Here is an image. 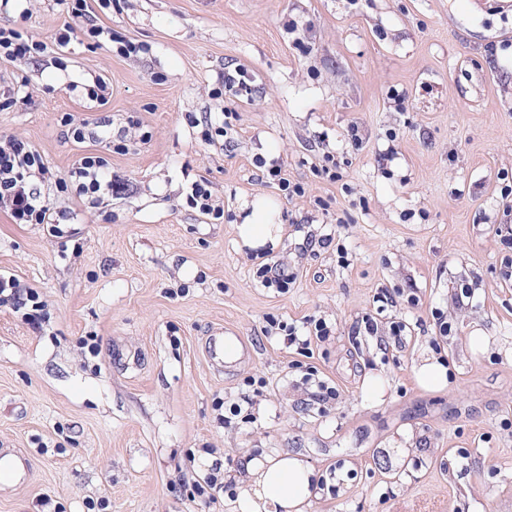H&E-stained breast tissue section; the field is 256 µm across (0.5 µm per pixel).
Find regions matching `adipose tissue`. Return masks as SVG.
Here are the masks:
<instances>
[{
	"label": "adipose tissue",
	"mask_w": 512,
	"mask_h": 512,
	"mask_svg": "<svg viewBox=\"0 0 512 512\" xmlns=\"http://www.w3.org/2000/svg\"><path fill=\"white\" fill-rule=\"evenodd\" d=\"M284 229L274 221V209L265 199L251 203L249 213L236 227L237 244L261 253L275 250L283 241ZM241 493V512H305L314 495L312 470L299 455L288 452L246 467Z\"/></svg>",
	"instance_id": "adipose-tissue-1"
}]
</instances>
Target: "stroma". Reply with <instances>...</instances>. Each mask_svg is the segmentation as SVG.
Returning <instances> with one entry per match:
<instances>
[{
  "label": "stroma",
  "instance_id": "35a3bbf8",
  "mask_svg": "<svg viewBox=\"0 0 512 512\" xmlns=\"http://www.w3.org/2000/svg\"><path fill=\"white\" fill-rule=\"evenodd\" d=\"M97 22L148 53L76 41L63 71L46 56L0 61V81L28 92L0 111V137L28 141L54 176L94 150L68 139L64 114L116 130L132 115L152 132L110 156L127 191L96 208L51 193L76 214L59 233L0 209V274L48 310L36 331L0 306V450L31 463L0 486V512H87L99 497L112 512H239L237 498L193 495L204 465L239 482L249 460L281 452L321 485L306 512H512V281L497 237L512 187V0H121ZM238 68L252 93L234 104L237 137L204 144L187 117L220 113L209 91ZM99 77L104 106L67 89ZM327 154L339 181L320 172ZM259 157L305 196L261 185ZM202 176L223 223L186 204ZM258 197L286 229L265 258L294 275L284 293L236 244ZM463 282L475 295L459 310ZM384 288L419 303L381 306ZM437 308L453 321L451 377L426 391L413 370L433 352ZM366 313L405 320L402 345L353 341ZM270 316L322 317L332 334L300 351L266 334ZM220 333L239 355L218 372L207 345ZM309 367L337 400L311 398ZM369 376L383 403L363 393ZM244 402L252 422L221 426Z\"/></svg>",
  "mask_w": 512,
  "mask_h": 512
}]
</instances>
